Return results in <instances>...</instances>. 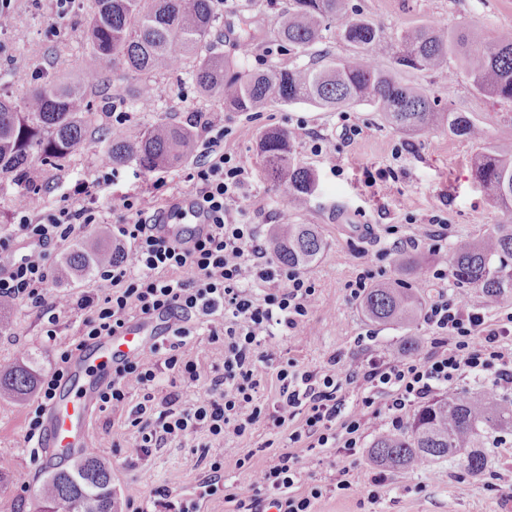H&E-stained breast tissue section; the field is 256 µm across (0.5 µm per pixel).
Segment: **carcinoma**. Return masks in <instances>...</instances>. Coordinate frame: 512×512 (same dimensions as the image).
<instances>
[{
  "label": "carcinoma",
  "instance_id": "1",
  "mask_svg": "<svg viewBox=\"0 0 512 512\" xmlns=\"http://www.w3.org/2000/svg\"><path fill=\"white\" fill-rule=\"evenodd\" d=\"M217 21L216 0H94L86 42L94 63L71 79H45L29 92L18 110L0 98V174L25 175L37 154L42 167L55 166L82 152L88 141L84 116L93 97L107 90L106 70L126 69L145 76L139 100L153 97L151 78L191 65V77L203 96L216 97L233 112L255 111L270 102L305 103L333 111L366 102L394 129L420 134L439 126L466 140L483 142L482 125L463 112H441L426 92L398 81L378 65L389 57L397 67L440 70L456 57L473 87L493 98L512 101V27L496 32L489 46H473L464 31L437 24L407 28L399 45L388 41L380 26L360 18L350 0H288L277 33V46L305 53L337 27L351 47L345 56L325 54L304 65L262 73L238 72L234 60L212 51L207 43ZM100 158L119 168L136 162L147 173L181 165L194 152L191 125L160 120L130 135L112 137ZM258 151L280 196L302 206L313 194L312 170L293 157V137L282 129L264 131ZM475 180L503 210L512 212V131L490 142L472 165ZM269 244L274 256L290 267L308 266L323 252L313 224H279ZM109 230L96 232L89 245L69 252L58 268L61 281L73 283L101 264L123 259ZM453 275L460 285L478 289L492 305L512 294V223L496 224L478 238H462L451 248ZM372 322L410 325L421 314L419 290L397 283L379 284L361 301ZM38 383L37 372L18 363L0 367V394L25 402ZM512 432V397L491 389L460 390L420 409L404 432L380 434L370 458L400 473L442 459L461 458L474 477L485 468L481 451L486 435ZM119 512L111 468L89 453L71 468L52 471L35 494V512Z\"/></svg>",
  "mask_w": 512,
  "mask_h": 512
}]
</instances>
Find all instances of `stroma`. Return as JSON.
Returning a JSON list of instances; mask_svg holds the SVG:
<instances>
[{"label":"stroma","instance_id":"35a3bbf8","mask_svg":"<svg viewBox=\"0 0 512 512\" xmlns=\"http://www.w3.org/2000/svg\"><path fill=\"white\" fill-rule=\"evenodd\" d=\"M358 14L379 25L385 36L397 40L406 28L422 23H440L449 29H467L475 44L489 41L501 28L512 27V0H351ZM287 0H221L220 19L210 39L215 51L232 58L242 69L263 72L309 62V55L291 54L275 44L278 19ZM93 0H75L69 15L55 20L51 0H14L13 28L0 32V96L22 103L29 90L45 74L76 76L89 61L85 24ZM252 50L242 54L243 41ZM406 83L423 87L439 109L463 112L484 126L488 138H496L512 124V103L478 93L458 59L449 71L399 70ZM112 91L133 126L143 129L156 121L172 119L195 124L202 117L224 127L226 150L237 154L249 171L243 200L232 207L234 220L255 225L267 237L278 222L284 201L277 193L258 153L257 142L269 128L291 131L295 137L294 158L313 170L316 191L303 209L288 212L296 224H314L325 248L317 261L301 273L315 284L318 302L304 329L296 334L267 337L263 346L274 361L291 360L301 368L317 370L330 356L346 365H359L368 358L389 362L403 358L407 340L416 346L413 358L432 349L423 323L409 326L379 324L368 320L359 302L349 297L347 286L363 271L374 282L424 283L423 303L448 292L466 307L495 323L512 313V295L494 305L486 304L479 291L455 279H434V263L427 262L415 274L396 270L394 243L404 252L427 256L428 245L412 247L411 239L433 219L446 224L449 240L478 237L505 219L472 175L480 143L456 137L442 127L420 135H407L389 127L366 103L334 112L308 104H269L264 110L241 114L225 111L221 101L200 96L189 68L157 76L156 96L150 106L136 98L137 75L112 73ZM93 135L85 150L48 169L44 186L30 202L31 214L62 204L78 205L74 187L92 184L99 221L116 225L124 198L154 193L157 204L169 208L177 198L190 195L188 175L192 161L179 167L146 174L136 162L119 170L115 180L100 178L97 157L105 142L99 128L120 134L113 123L111 105L87 115ZM52 293L69 298L58 309L56 325H49L39 309L14 307L7 324L0 326V363L33 366L39 376L51 374L59 351L81 339L85 310L77 299L97 292L99 282L90 277L75 286L52 281ZM55 336H47V329ZM28 406L0 398V512H33L35 490L46 474L24 437L28 430ZM129 412L95 410L89 418L91 449L112 467V485L119 503L148 501L157 490H171V502L195 499L199 512H231L223 493L201 496L199 484L212 461H221L225 486L247 483L251 472L268 466L283 452L286 441L280 429L268 421L256 423L244 436L226 443L210 442L206 430H198L179 447L152 454L138 446V431ZM385 420L366 424L361 447L350 455L334 448H317L299 476V487L323 491L314 512H504L512 506V434L491 433L485 440L487 465L483 476H469L458 460L445 459L424 469L399 475L373 465L370 447L387 431ZM346 474L349 490H336L339 474Z\"/></svg>","mask_w":512,"mask_h":512}]
</instances>
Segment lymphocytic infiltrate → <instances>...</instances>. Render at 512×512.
<instances>
[{
	"label": "lymphocytic infiltrate",
	"mask_w": 512,
	"mask_h": 512,
	"mask_svg": "<svg viewBox=\"0 0 512 512\" xmlns=\"http://www.w3.org/2000/svg\"><path fill=\"white\" fill-rule=\"evenodd\" d=\"M189 179L196 187L190 208L206 216L207 231L184 242L167 238L157 232L162 216L154 199L125 201L118 232L130 250L122 261L99 268L104 284L100 294L77 301L88 312L83 332L87 341L114 334L129 314L148 317L166 312L173 324L163 351L164 366L181 380L210 379L203 399L185 407L178 391L155 397L156 374L150 364L120 360L100 402L102 408L120 411L130 389L141 390L133 421L140 447H172L201 424L222 441L243 436L267 419L274 427H291L290 442L306 439L314 448L339 445L350 454L361 444L367 416L388 411L393 428H400L410 407L463 375L495 370L494 387L512 393V359L503 345L512 336V315L490 324L481 312L443 294L422 316L433 345L424 358L388 363L372 358L346 367L331 357L316 373L282 362L276 368L278 399L273 408H265L257 393L267 358L259 349L273 333L290 334L303 327L317 302L316 288L271 255L255 225L232 219L231 206L241 199L249 175L225 151L223 130L207 139ZM11 219L8 231L0 233V255L10 254L19 239L29 241L30 250L0 267V303L32 304L53 313L57 303L50 289L48 247L68 240L77 225L96 223L97 212L89 204L60 205L35 216L20 202L14 204ZM202 328L210 342L224 348L223 371L215 376L186 354ZM358 380L366 382L369 391L358 411L344 413L342 386ZM380 395L386 398L381 407L376 404ZM305 462L301 452H281L266 468L253 472L246 486L225 491L224 498L233 504V512H260L264 507L270 512H312L322 489H294Z\"/></svg>",
	"instance_id": "f902f5d3"
}]
</instances>
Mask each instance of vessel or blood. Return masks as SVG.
Masks as SVG:
<instances>
[{
    "mask_svg": "<svg viewBox=\"0 0 512 512\" xmlns=\"http://www.w3.org/2000/svg\"><path fill=\"white\" fill-rule=\"evenodd\" d=\"M154 330L149 321L136 320L116 334L101 339L90 356H81L70 373L67 384L47 407L42 447L48 448L51 458L73 462L79 451L90 445L88 417L100 403L99 387L84 385L83 375L90 368L107 371L114 359L141 357L148 353Z\"/></svg>",
    "mask_w": 512,
    "mask_h": 512,
    "instance_id": "obj_1",
    "label": "vessel or blood"
}]
</instances>
